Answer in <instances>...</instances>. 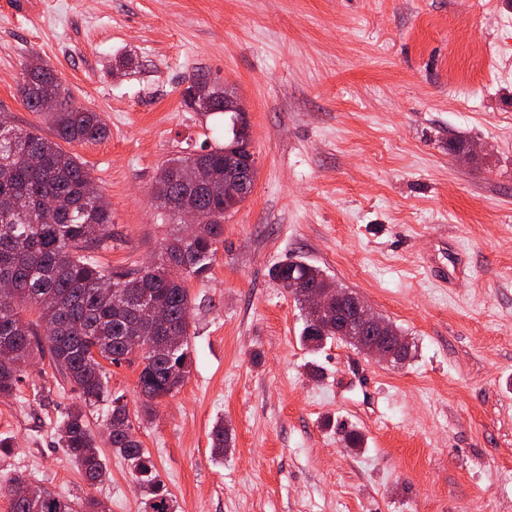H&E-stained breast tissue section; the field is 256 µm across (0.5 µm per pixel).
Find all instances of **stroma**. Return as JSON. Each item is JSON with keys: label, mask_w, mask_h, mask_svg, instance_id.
Here are the masks:
<instances>
[{"label": "stroma", "mask_w": 512, "mask_h": 512, "mask_svg": "<svg viewBox=\"0 0 512 512\" xmlns=\"http://www.w3.org/2000/svg\"><path fill=\"white\" fill-rule=\"evenodd\" d=\"M34 61L108 127L65 146L112 210L99 265L156 260L181 227L157 207L158 168L224 143L229 113L187 109L188 76L245 104L258 170L187 282L183 387L144 416L138 369L107 368L87 414L109 479L88 484L59 447L78 392L46 358L0 398L1 479L141 512L105 428L120 396L176 512H512V0H0V114L19 131L44 123L18 93ZM286 262L359 293L411 357L303 346L271 277Z\"/></svg>", "instance_id": "35a3bbf8"}]
</instances>
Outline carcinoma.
<instances>
[{
	"mask_svg": "<svg viewBox=\"0 0 512 512\" xmlns=\"http://www.w3.org/2000/svg\"><path fill=\"white\" fill-rule=\"evenodd\" d=\"M19 93L31 112L41 111V100L49 96L59 98L62 107L44 113L51 138L37 126L17 132L0 121V281L13 285L9 303H0V396L15 392L34 355L48 356L80 395L60 421L58 444L94 485L106 479L107 470L87 424L86 408L108 393L103 362L137 366L146 412L152 399L184 385L193 365L187 279L209 271L224 235V206L234 209L241 201L224 199V153L190 151L167 160L153 184L158 206L169 212V203L188 195L205 221L164 245L150 267L107 271L89 252L112 247L109 204L100 194L89 195L93 177L86 164L59 144L102 139L107 125L99 113L70 104L61 82L44 66L29 68ZM290 277L320 286L325 274L302 262L281 264L272 272L280 288H288ZM148 299L167 309V327L155 329L136 315L137 306ZM28 309L37 319L25 318ZM145 336L166 342L159 358L136 352ZM329 339L356 346L334 322L314 333L304 321L301 341L309 349L318 350ZM130 422L127 406L112 407L111 447L139 482L146 497L144 512H174L152 459L141 442L124 431ZM211 438L214 454L224 455L229 447L224 422H216ZM14 481H0L10 512H102L94 499L80 503L46 486L32 487L26 497L10 496L7 488Z\"/></svg>",
	"mask_w": 512,
	"mask_h": 512,
	"instance_id": "obj_1",
	"label": "carcinoma"
}]
</instances>
